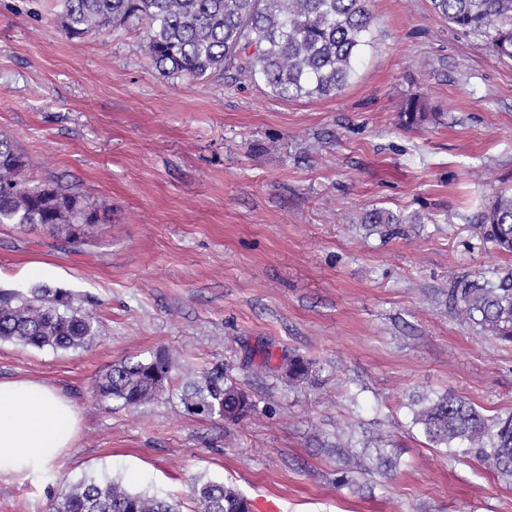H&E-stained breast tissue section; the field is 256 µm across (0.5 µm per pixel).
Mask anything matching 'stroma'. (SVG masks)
<instances>
[{
  "label": "stroma",
  "instance_id": "stroma-1",
  "mask_svg": "<svg viewBox=\"0 0 512 512\" xmlns=\"http://www.w3.org/2000/svg\"><path fill=\"white\" fill-rule=\"evenodd\" d=\"M370 10L373 44L348 86L288 101L232 71L161 75L138 29L68 37L60 0H0V138L28 185H61L99 217L75 243L0 224V291L63 289L99 327L76 351L0 343V379L58 387L80 420L75 448L0 481V512H51L86 478L181 512H198L197 478L284 512H512V480L440 456L410 410L450 392L512 413V345L448 303L452 280L512 276V254L477 227L512 187V62L431 0ZM413 93L436 123L400 125ZM374 208L422 220L362 223ZM159 353L172 380L153 399H96L111 365ZM297 356L311 364L301 380L287 372ZM218 365L254 404L233 424L180 401ZM344 468L352 487L337 484Z\"/></svg>",
  "mask_w": 512,
  "mask_h": 512
}]
</instances>
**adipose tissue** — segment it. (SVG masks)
<instances>
[{
	"label": "adipose tissue",
	"instance_id": "adipose-tissue-1",
	"mask_svg": "<svg viewBox=\"0 0 512 512\" xmlns=\"http://www.w3.org/2000/svg\"><path fill=\"white\" fill-rule=\"evenodd\" d=\"M77 407L39 379L0 380V478L44 470L73 448Z\"/></svg>",
	"mask_w": 512,
	"mask_h": 512
}]
</instances>
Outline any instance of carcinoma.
Returning a JSON list of instances; mask_svg holds the SVG:
<instances>
[{"mask_svg": "<svg viewBox=\"0 0 512 512\" xmlns=\"http://www.w3.org/2000/svg\"><path fill=\"white\" fill-rule=\"evenodd\" d=\"M435 12L456 27L486 38L489 52L512 60V0H431ZM70 37L106 30L141 28L143 51L164 76L195 79L234 69L262 82L284 100L321 98L340 92L370 46L373 15L368 0H61L59 14ZM415 94L399 113L406 129L436 120ZM22 155L9 139H0V224H41L73 241L97 214L61 187H29L22 179ZM366 224H401L402 216L374 209ZM479 224L488 242L512 253V192L500 191L484 207ZM461 318L496 339L512 343V278L479 280L448 290ZM97 336L91 313L72 307L60 289L38 285L26 294L0 292V342L26 347L78 350ZM168 358L124 360L98 380L93 391L107 407L134 408L171 381ZM184 410L235 423L253 409L249 397L224 373L208 371L185 384ZM413 423L430 446L471 454L512 479V414L488 418L472 403L445 392L424 398ZM193 493L201 512H249L247 498L221 483L198 481ZM52 512H180L178 504L120 483L84 479L53 500Z\"/></svg>", "mask_w": 512, "mask_h": 512, "instance_id": "cac0c4a2", "label": "carcinoma"}]
</instances>
